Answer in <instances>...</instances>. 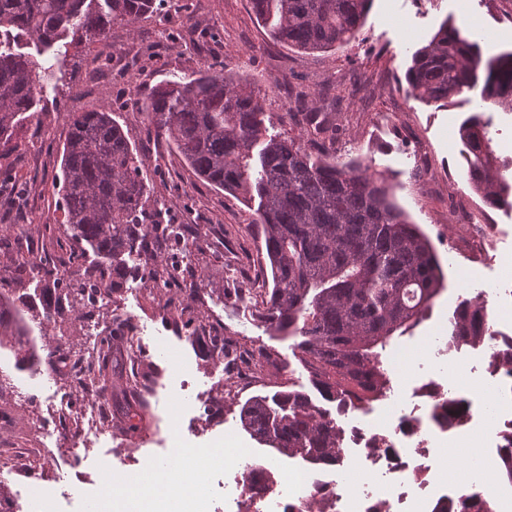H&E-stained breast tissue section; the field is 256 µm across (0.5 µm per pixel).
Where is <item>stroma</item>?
Listing matches in <instances>:
<instances>
[{
    "label": "stroma",
    "mask_w": 512,
    "mask_h": 512,
    "mask_svg": "<svg viewBox=\"0 0 512 512\" xmlns=\"http://www.w3.org/2000/svg\"><path fill=\"white\" fill-rule=\"evenodd\" d=\"M165 20L148 19L134 26L113 25L107 39L83 48L68 88L47 91L35 107L41 122L38 134L23 133L17 149L0 159V181L25 184L23 212L0 205V270L16 258L14 241L27 240L35 256L49 262L23 282L0 284V293L15 298L22 309L33 346L0 342V371L16 384L42 394H57V411L35 414L10 393L0 392V449L13 448L14 457L0 456V468L15 466V474L0 480V503L12 501L20 487L44 481L61 512H82L91 493L125 497L126 508H137V491L152 471L154 458L169 460L170 470L181 461L169 446L168 421L182 414L179 433L190 448H210L216 442L235 447L243 462L262 463L276 478L299 482L311 476L310 466L278 456L242 428L239 409L252 395L269 393L274 383L293 382L312 391L311 376L300 363L291 340L273 334L258 318L267 258L260 246V228L252 211L230 193L203 184L157 137L140 111L141 100L165 79L175 80L214 67L262 89L279 82L264 101L277 118L275 130L290 136L297 129L287 117L288 94L304 86L339 97L342 112L336 152L370 166L392 185L397 203L412 223L428 236L442 260L445 288L425 319L404 336L393 337L381 356L403 364L406 373L421 376L438 370L449 382L465 388L477 381V360L436 361L427 345L448 332V319L457 305L486 291L497 304L499 265L482 252L480 240L490 237L484 225L481 198L468 183L465 147L459 137L463 120L482 111L499 163L512 181V112L481 105L478 91L456 96L439 108L408 96L404 73L413 51L427 42L442 22L476 29L484 56L512 50V0H373L359 38L328 52L306 53L276 44L256 19L250 0H183ZM154 50L149 65L109 69L107 57L121 52ZM101 105L111 106L128 131L132 144L151 166L153 198L180 223L204 224L224 236L220 253L203 250L193 285L156 288L140 273L121 278L110 306L100 309V326L127 320L141 327L146 356L125 355L112 369L108 426L111 438L101 439L81 458L60 456L54 471H46L40 428L65 417L70 426L85 419L72 409L71 376L58 360L81 359L91 353L80 307L62 303L44 312L38 297L51 287L60 271L71 280L83 278L100 263L93 251L65 265L74 241L61 226L60 196L54 178L60 171L67 136L65 115ZM194 316L219 328L224 339L239 348L266 354L259 379L251 385L230 386L223 368L191 329L169 325L183 305ZM43 365L31 378L32 362ZM154 376L160 395L152 404L130 399L133 377ZM488 449L462 441L448 457L455 496L469 494L472 473L493 470Z\"/></svg>",
    "instance_id": "obj_1"
}]
</instances>
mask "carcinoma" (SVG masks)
<instances>
[{"label": "carcinoma", "mask_w": 512, "mask_h": 512, "mask_svg": "<svg viewBox=\"0 0 512 512\" xmlns=\"http://www.w3.org/2000/svg\"><path fill=\"white\" fill-rule=\"evenodd\" d=\"M372 0H251L271 37L306 52L347 45L361 32ZM172 6L171 0H0V32L26 30L51 53L46 70L53 89L69 84L71 49L101 41L112 25H134ZM38 64L0 48V153L18 146L20 121L42 93ZM404 79L407 93L427 104L448 100L483 81L485 103L512 108V51L487 60L473 28L443 22L417 48ZM316 92L295 95L303 117L296 136L270 133L260 91L207 69L162 81L141 104L155 133L174 146L201 181L255 205L269 261L259 318L279 336L294 340L299 360L320 398L288 387L259 393L240 408L251 437L290 460L338 466L344 439L338 417L380 400L391 374L377 347L416 326L444 290L441 262L427 236L409 221L385 179L369 167L336 157V105L320 106ZM58 185L69 238L89 246L107 264L79 284L57 277L43 295L44 310L62 296L91 301L110 295L115 276L158 238V212L150 211L148 164L129 133L103 107L66 116ZM468 149V182L489 207L509 202L512 185L499 173L482 113L460 126ZM0 294V336L22 342L25 322ZM486 329L480 307L459 304L450 318L448 346L478 347ZM123 337L110 332L97 345L90 382L101 394L112 387V355ZM493 478L512 483V446ZM242 481L251 488L272 482L271 471L252 464ZM434 512H495L491 502L462 496L443 499Z\"/></svg>", "instance_id": "1"}]
</instances>
